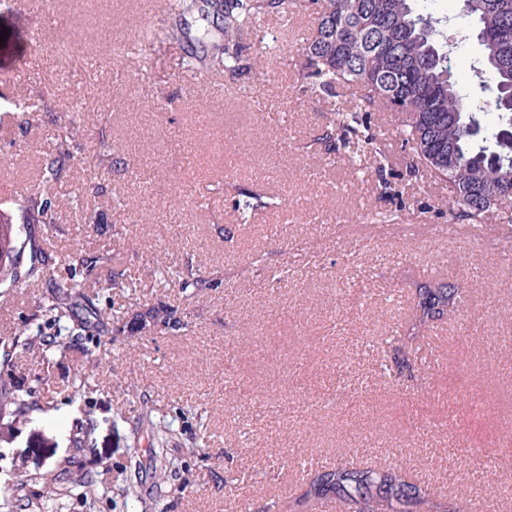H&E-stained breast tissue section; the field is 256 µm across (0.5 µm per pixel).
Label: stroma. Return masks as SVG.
Instances as JSON below:
<instances>
[{"instance_id": "35a3bbf8", "label": "stroma", "mask_w": 512, "mask_h": 512, "mask_svg": "<svg viewBox=\"0 0 512 512\" xmlns=\"http://www.w3.org/2000/svg\"><path fill=\"white\" fill-rule=\"evenodd\" d=\"M170 20L162 0H0V99L52 92L53 113L87 120L63 193L104 173L95 226L62 210L26 225L52 254L107 251L132 283L88 289L111 315L109 342L62 337L50 361L12 355L21 387L51 410L0 417V498L37 512L42 474L79 456L98 481L62 512H280L307 479L301 457L369 461L456 494L464 512H512V461L474 449L512 444V224L453 219L445 183L411 166L394 113L368 117L374 144L319 135L351 109L345 90H304L300 48L316 4L272 14L240 37L247 60L271 37L264 71H189L184 41H155L144 69L121 48L144 21ZM44 128L0 119V221L26 224L42 191ZM112 153L118 163L104 169ZM260 197L243 212L240 193ZM171 274L159 277L158 263ZM204 266L216 287L191 298L181 274ZM459 290L455 316L407 342L418 288ZM46 291L22 279L0 296V337L17 334ZM182 309L177 333L131 336L149 305ZM403 351L409 372L391 366ZM89 386L72 398V384ZM171 421L167 484L183 493L121 495L129 457L152 483L150 439L136 427L135 393Z\"/></svg>"}]
</instances>
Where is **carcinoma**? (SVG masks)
Returning a JSON list of instances; mask_svg holds the SVG:
<instances>
[{"label":"carcinoma","mask_w":512,"mask_h":512,"mask_svg":"<svg viewBox=\"0 0 512 512\" xmlns=\"http://www.w3.org/2000/svg\"><path fill=\"white\" fill-rule=\"evenodd\" d=\"M461 16L472 27L481 47L473 59L484 80L461 88L448 54V19L422 9L420 0H324L317 25L304 39L301 82L313 92L350 91L352 112L342 120L344 134L358 135L363 116L371 112H394L402 117L401 133L411 146L416 166L448 184V211L454 218L474 223L512 224V212L500 211L495 198L512 191V0H458ZM212 0H174L175 20L158 28L167 40L184 37L182 19L202 12ZM288 12V0H228L221 14L218 34L204 33L206 54L189 55L186 67L203 68L219 60L224 72L242 68L239 35L265 15ZM491 93L494 122L472 111L470 100ZM48 111L43 96L14 101V118L20 129H28ZM84 122L78 113L50 122L46 136L55 149L42 164L46 189L30 200L26 224H55L59 197L52 187L82 149L77 133ZM36 243L22 237L21 225L0 224V287L11 288L21 278L22 249ZM37 264L26 277L47 284V296L38 308L43 321L68 336L109 335L107 314L89 305L85 289L89 282L100 288H122L126 272L110 269L112 257L102 251L55 258L42 247L32 251ZM195 288L200 298L218 283L197 272L190 273L184 287ZM458 291L447 283L417 289L411 332L407 339L431 324L453 316ZM179 331L187 327L179 309L151 306L129 322V331ZM24 345L46 354L55 342L42 335L37 323L20 331ZM19 340L0 338V415H25L35 403V391L17 386L11 358ZM137 420L151 438L154 462H166L174 429L155 415L149 400L138 402ZM45 482L43 512H60L61 489L54 484L80 487L84 495L97 492L95 481L79 457L73 456L63 469L53 465ZM306 490L295 499L300 512H318L326 502L336 512H461L452 497L434 496L402 471L380 470L355 462H339L315 471Z\"/></svg>","instance_id":"carcinoma-1"}]
</instances>
